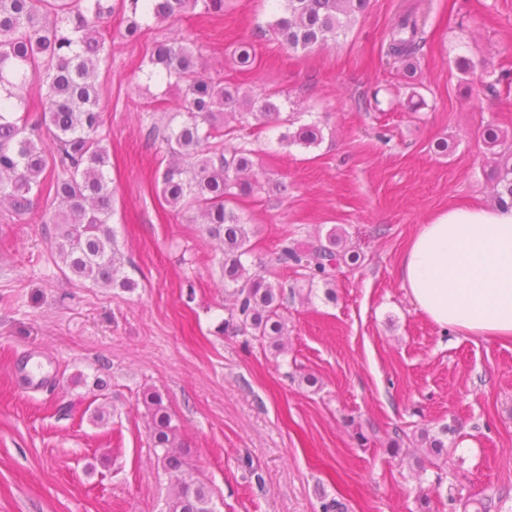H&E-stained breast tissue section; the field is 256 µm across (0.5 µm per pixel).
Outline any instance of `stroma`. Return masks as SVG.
I'll return each instance as SVG.
<instances>
[{"label":"stroma","instance_id":"obj_1","mask_svg":"<svg viewBox=\"0 0 512 512\" xmlns=\"http://www.w3.org/2000/svg\"><path fill=\"white\" fill-rule=\"evenodd\" d=\"M272 0H224L116 37L101 67L100 108L116 189L112 226L135 288L67 279L55 228L0 214V512H165L169 479L150 445L145 393L159 392L215 512H451L495 495L512 512V339L442 331L407 296L398 262L420 225L493 205L480 133L512 136V97L481 84L512 73V0H370L334 46L288 53L263 29ZM418 7L426 32L414 70L385 57L397 15ZM196 40L214 79L272 92L314 112L323 140L256 143L263 184L236 207L251 230L249 270L290 287L283 239L346 233L357 259L331 285L288 300V351L227 331L222 254L201 225L159 200L166 154L148 111L176 86L139 65L154 41ZM256 51L239 71L238 42ZM475 69H457V57ZM50 356L40 387L17 358ZM104 409L101 423L92 415ZM444 433L447 455H428Z\"/></svg>","mask_w":512,"mask_h":512}]
</instances>
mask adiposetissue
Listing matches in <instances>:
<instances>
[{"mask_svg":"<svg viewBox=\"0 0 512 512\" xmlns=\"http://www.w3.org/2000/svg\"><path fill=\"white\" fill-rule=\"evenodd\" d=\"M400 276L412 303L439 328L512 338V209L448 208L410 240Z\"/></svg>","mask_w":512,"mask_h":512,"instance_id":"1","label":"adipose tissue"}]
</instances>
